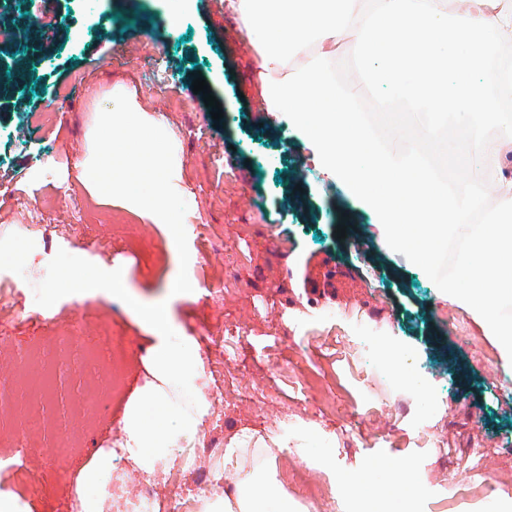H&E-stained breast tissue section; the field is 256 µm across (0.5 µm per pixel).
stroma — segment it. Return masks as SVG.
I'll use <instances>...</instances> for the list:
<instances>
[{
    "mask_svg": "<svg viewBox=\"0 0 512 512\" xmlns=\"http://www.w3.org/2000/svg\"><path fill=\"white\" fill-rule=\"evenodd\" d=\"M171 0H57L52 36L26 11L0 21L36 46L22 84L0 87V195L33 183L25 205L0 198V247L19 245L40 212L72 226L51 247L33 243L17 271L0 272V383L10 355L71 329L75 352L108 329L121 351V384L97 425H77L82 465L122 436L124 406L147 375L148 334L107 291L121 274L145 300H168L174 336L195 337L205 363L210 414L198 436L248 432L280 453L274 469L301 512H512V481L485 503L482 481L512 472V361L502 357L467 306L444 299L455 271L440 248L427 265L386 248L371 216L323 185L283 126L260 109L257 57L224 0H190L170 31ZM152 24L143 35V24ZM224 113L213 121L195 78ZM166 118L188 204V275L200 291L175 297L179 257L167 226L92 198L83 161L112 86ZM60 166L48 165V156ZM346 229L337 238V226ZM243 326L246 348L212 346L225 322ZM405 358L399 376L373 368L369 352ZM410 403L403 414L395 404ZM319 452H311L314 442ZM52 443L28 462L26 487L0 470V498L20 512H57L70 488L47 482ZM467 459L469 482L457 476ZM412 464L411 485L394 479Z\"/></svg>",
    "mask_w": 512,
    "mask_h": 512,
    "instance_id": "35a3bbf8",
    "label": "stroma"
}]
</instances>
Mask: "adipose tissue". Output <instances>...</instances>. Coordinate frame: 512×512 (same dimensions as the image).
<instances>
[{"mask_svg":"<svg viewBox=\"0 0 512 512\" xmlns=\"http://www.w3.org/2000/svg\"><path fill=\"white\" fill-rule=\"evenodd\" d=\"M247 39L257 44L259 82L266 111L283 118L321 175L359 201L394 249L413 263L449 237L461 248L457 273L442 282L450 300L467 305L486 335L512 359V320L499 307L512 301V69L485 94L486 54L479 37L512 46V0L489 8L467 0H225ZM353 51L361 83L339 85L329 70L340 46ZM379 92L377 119L360 109ZM448 160L463 173L448 186L434 168ZM119 298L151 339L149 379L128 402L119 449H99L79 474L72 512H103L112 497L102 477L115 454L154 480H165L210 413L204 360L194 337L173 340L165 303L130 294L112 280ZM154 418H147V411ZM246 437L228 439L225 460L240 480L234 494L217 490L196 512H265L287 503L271 462L277 449L248 454Z\"/></svg>","mask_w":512,"mask_h":512,"instance_id":"1","label":"adipose tissue"}]
</instances>
